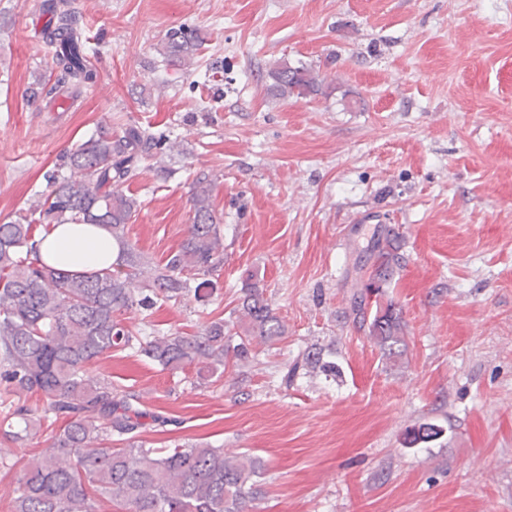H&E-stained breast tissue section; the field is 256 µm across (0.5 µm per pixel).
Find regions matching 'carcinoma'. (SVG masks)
Wrapping results in <instances>:
<instances>
[{
	"label": "carcinoma",
	"instance_id": "cac0c4a2",
	"mask_svg": "<svg viewBox=\"0 0 512 512\" xmlns=\"http://www.w3.org/2000/svg\"><path fill=\"white\" fill-rule=\"evenodd\" d=\"M51 14L43 39L55 45L52 69L57 79L33 90V96L63 95L79 101L97 74L89 64L97 52L79 27L73 0H46ZM202 41L183 28L172 29L159 49L162 61L177 67L194 64ZM275 95L314 97L323 93L312 69L286 62L271 67ZM163 140L136 124L114 133L98 128L63 154L45 174L51 187L19 220L0 224V384L7 395L38 394L44 413L61 423L48 447L31 458L18 480L14 512H98L111 503L121 512H244L258 495L263 460L229 453L208 443L148 448L141 437L147 413L135 394L112 387V380L91 377L87 366L112 351L131 350L170 371L195 369L197 383L224 375L228 355L245 362L251 345L273 344L287 332L284 321L264 298L257 274L242 281L237 319L240 343L224 347V320L198 334L179 330L137 336L123 315L144 317L158 305L178 301L210 285L207 276L224 265L223 217L213 203L214 181L202 172L191 193L192 224L187 238L161 264L144 269L126 237L137 199L117 187L133 180L143 159ZM101 224L122 245L117 268L70 274L38 263L33 225ZM395 255L379 251L355 318L369 323V334L383 353L405 352L404 324L382 283ZM198 280L189 288V280ZM12 415L23 432H4L13 443L43 426L36 410L17 403ZM442 434L431 423L409 432L410 443Z\"/></svg>",
	"mask_w": 512,
	"mask_h": 512
}]
</instances>
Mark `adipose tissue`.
I'll return each mask as SVG.
<instances>
[{"label": "adipose tissue", "instance_id": "1", "mask_svg": "<svg viewBox=\"0 0 512 512\" xmlns=\"http://www.w3.org/2000/svg\"><path fill=\"white\" fill-rule=\"evenodd\" d=\"M120 244L99 224H57L40 242L43 264L68 273H84L115 265Z\"/></svg>", "mask_w": 512, "mask_h": 512}]
</instances>
